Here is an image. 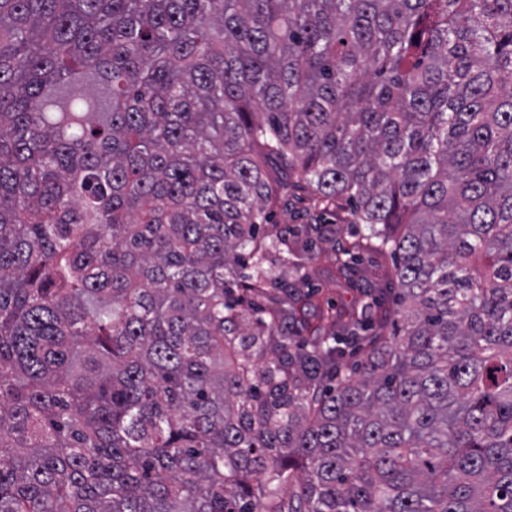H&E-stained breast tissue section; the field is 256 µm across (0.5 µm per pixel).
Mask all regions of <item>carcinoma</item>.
<instances>
[{
	"instance_id": "carcinoma-1",
	"label": "carcinoma",
	"mask_w": 512,
	"mask_h": 512,
	"mask_svg": "<svg viewBox=\"0 0 512 512\" xmlns=\"http://www.w3.org/2000/svg\"><path fill=\"white\" fill-rule=\"evenodd\" d=\"M0 512H512V0H0ZM304 192L289 190L282 192L277 201L266 206V212L270 216V224H278V227L294 226L296 224H330V228L336 231V249L340 245H348L358 238L357 226L350 223L348 210H338L336 214H321L318 210H310L303 196ZM301 197V198H298ZM303 236L289 237L288 252L285 247L282 256L286 261H276L271 266L274 278L293 283L298 276L305 274L314 282L334 280L336 286L330 291L336 303V311L348 308L363 290L374 295L388 294L397 288L394 282L392 257H379L370 251H362V264L356 274L339 273L336 268V254L329 245L322 251L308 253L304 247Z\"/></svg>"
}]
</instances>
